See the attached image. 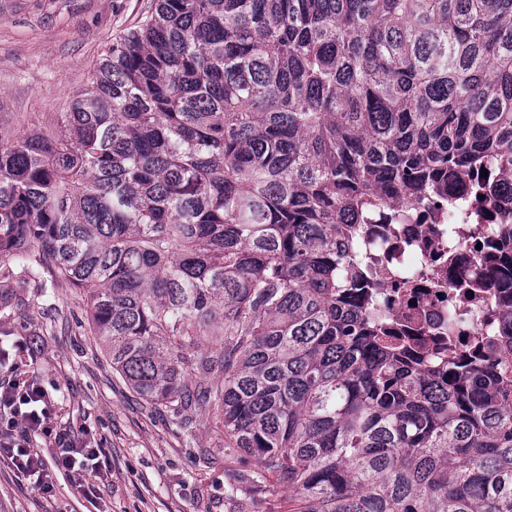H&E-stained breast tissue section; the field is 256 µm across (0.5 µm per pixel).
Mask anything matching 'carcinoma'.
Returning <instances> with one entry per match:
<instances>
[{
	"label": "carcinoma",
	"instance_id": "carcinoma-1",
	"mask_svg": "<svg viewBox=\"0 0 512 512\" xmlns=\"http://www.w3.org/2000/svg\"><path fill=\"white\" fill-rule=\"evenodd\" d=\"M512 189V0H155L51 134L0 133V274L60 278L131 390L288 512H512L496 352L431 365L361 293V213ZM497 282L512 284V208Z\"/></svg>",
	"mask_w": 512,
	"mask_h": 512
}]
</instances>
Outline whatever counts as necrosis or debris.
Listing matches in <instances>:
<instances>
[{"label": "necrosis or debris", "instance_id": "necrosis-or-debris-1", "mask_svg": "<svg viewBox=\"0 0 512 512\" xmlns=\"http://www.w3.org/2000/svg\"><path fill=\"white\" fill-rule=\"evenodd\" d=\"M500 204L472 195L464 178L441 195L371 214L359 257L374 299L390 312V327L412 347L435 356L461 353L497 336L501 289L477 263L472 227L495 237Z\"/></svg>", "mask_w": 512, "mask_h": 512}]
</instances>
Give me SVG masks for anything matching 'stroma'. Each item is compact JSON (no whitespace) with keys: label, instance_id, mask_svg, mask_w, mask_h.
Segmentation results:
<instances>
[{"label":"stroma","instance_id":"stroma-1","mask_svg":"<svg viewBox=\"0 0 512 512\" xmlns=\"http://www.w3.org/2000/svg\"><path fill=\"white\" fill-rule=\"evenodd\" d=\"M153 0H0V131L51 133L58 113L87 89L104 51L142 22ZM86 300L60 279H0V347L33 337L29 367L58 408L55 430L91 438L103 449L109 475L97 500L71 494L65 475L51 493L0 459V512H287L288 492L224 497L242 468L220 449L210 416L197 439L214 449L199 463L176 427L141 400L112 370L93 336Z\"/></svg>","mask_w":512,"mask_h":512}]
</instances>
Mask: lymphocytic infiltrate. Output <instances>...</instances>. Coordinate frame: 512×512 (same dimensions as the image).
<instances>
[{"label": "lymphocytic infiltrate", "mask_w": 512, "mask_h": 512, "mask_svg": "<svg viewBox=\"0 0 512 512\" xmlns=\"http://www.w3.org/2000/svg\"><path fill=\"white\" fill-rule=\"evenodd\" d=\"M55 404L33 377L17 375L0 384V456L11 460L21 473L33 477L45 493L54 488L55 473H64L73 495L94 500L95 481L104 475L106 462L102 449L89 440L57 441L48 454L30 452L32 436L51 438L54 432Z\"/></svg>", "instance_id": "1"}]
</instances>
